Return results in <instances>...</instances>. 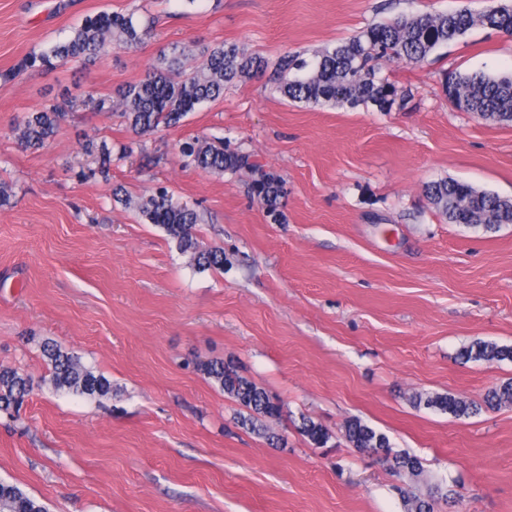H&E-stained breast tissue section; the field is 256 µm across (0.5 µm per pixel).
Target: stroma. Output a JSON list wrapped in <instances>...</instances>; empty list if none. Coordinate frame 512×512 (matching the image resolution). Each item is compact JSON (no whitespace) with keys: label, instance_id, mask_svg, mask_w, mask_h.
Returning a JSON list of instances; mask_svg holds the SVG:
<instances>
[{"label":"stroma","instance_id":"35a3bbf8","mask_svg":"<svg viewBox=\"0 0 512 512\" xmlns=\"http://www.w3.org/2000/svg\"><path fill=\"white\" fill-rule=\"evenodd\" d=\"M487 0H0V72L89 15L138 10L158 23L137 47L85 65L0 80V367L41 379V345L77 353L114 392L87 399L35 389L0 416V480L48 512H402L399 481L349 447L346 420L419 457L428 483L459 491L438 512H512V406L487 408L512 361H464L477 340L512 346V224L448 223L426 183L456 179L512 198V124L457 110L450 72L512 71V37L476 28L420 65L381 73L404 90L391 111L294 103L267 77L146 136L154 164L121 157L134 136L96 98L143 79L173 46L185 70L233 42L269 61L331 47L399 14L474 11ZM69 99L43 149H23L14 118ZM208 137L286 181L273 222L250 172L185 164ZM113 149L110 181L83 180L87 141ZM121 186L123 199L112 195ZM163 186L202 216L193 234L224 267L189 265L159 226L125 205ZM234 361L277 397L276 448L236 423L239 406L193 367ZM417 392L480 404L456 419L415 407ZM332 435L317 448L302 417Z\"/></svg>","mask_w":512,"mask_h":512}]
</instances>
